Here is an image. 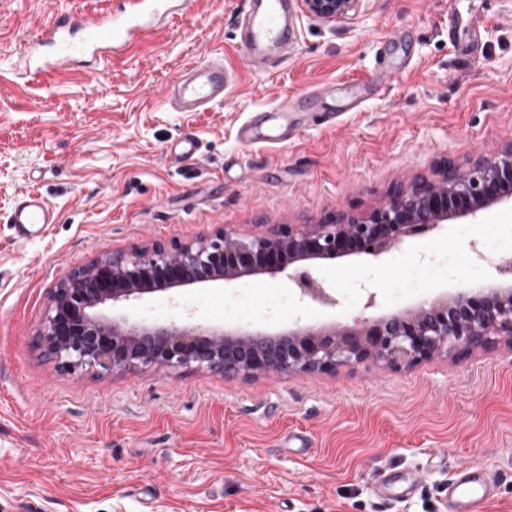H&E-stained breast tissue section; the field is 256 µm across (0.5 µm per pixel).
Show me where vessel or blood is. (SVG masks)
I'll use <instances>...</instances> for the list:
<instances>
[{"label": "vessel or blood", "mask_w": 512, "mask_h": 512, "mask_svg": "<svg viewBox=\"0 0 512 512\" xmlns=\"http://www.w3.org/2000/svg\"><path fill=\"white\" fill-rule=\"evenodd\" d=\"M288 0H253L243 19L246 31L241 38L249 64L258 70L279 57L294 40L289 22ZM158 12V0H116L113 8L95 18H86L80 0H72L55 21L39 27L23 48L21 73L28 80H38L69 70L88 60L89 79L102 76L94 65L103 54H119L132 42L150 35L154 27L150 16ZM82 31L81 43H73L74 31ZM235 73L223 57L213 56L193 65L171 80L163 99L173 112H203L223 104ZM8 221L19 238H26L30 228L57 223L58 214L42 195L24 194L12 209ZM497 495L495 472L480 464L453 469L448 475V512H473L476 503H492Z\"/></svg>", "instance_id": "1"}]
</instances>
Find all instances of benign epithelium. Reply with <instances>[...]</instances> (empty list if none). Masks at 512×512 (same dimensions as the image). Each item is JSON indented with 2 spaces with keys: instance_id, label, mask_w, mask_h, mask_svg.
I'll return each instance as SVG.
<instances>
[{
  "instance_id": "1",
  "label": "benign epithelium",
  "mask_w": 512,
  "mask_h": 512,
  "mask_svg": "<svg viewBox=\"0 0 512 512\" xmlns=\"http://www.w3.org/2000/svg\"><path fill=\"white\" fill-rule=\"evenodd\" d=\"M358 0H302L330 21ZM512 199V146L476 160L466 175L450 163L437 184L395 194L366 216L341 215L326 224H276L241 235L219 227L170 250L161 244L110 254L75 268L55 289L38 333L46 355L66 371L110 372L150 366L224 376L332 373L373 360L409 369L438 356L462 357L512 346V260L494 264L493 283L405 313L363 315L352 325L295 326L285 332H228L198 324L145 326L110 317L105 308L155 292L283 274L301 299L338 304L318 265L353 256L378 261L409 238L437 232L459 218Z\"/></svg>"
}]
</instances>
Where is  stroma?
I'll return each instance as SVG.
<instances>
[{
  "label": "stroma",
  "mask_w": 512,
  "mask_h": 512,
  "mask_svg": "<svg viewBox=\"0 0 512 512\" xmlns=\"http://www.w3.org/2000/svg\"><path fill=\"white\" fill-rule=\"evenodd\" d=\"M66 0H0V512H446L448 474L480 463L512 512V349L392 370L365 361L332 374L228 380L193 368L74 374L44 356L38 331L72 269L109 253L183 244L227 226L320 224L362 216L393 192L459 172L512 145V0H359L326 23L293 6L297 38L270 68H248V0H192L148 39L105 56L100 81L20 74L23 40ZM237 72L205 112H169L164 86L209 56ZM385 78L380 95L364 84ZM313 98L285 143L251 148L239 127L276 134L274 106ZM336 115L322 123L321 113ZM197 158L163 150L184 132ZM39 192L59 219L21 240L7 216ZM494 226L512 243V203L323 275L336 310L298 300L282 277L153 294L116 304L130 321L194 316L228 331L293 322L352 324L367 292L404 312L478 287L453 267ZM423 280L406 293L412 273ZM393 481L388 496L373 480ZM417 478L413 492L400 479Z\"/></svg>",
  "instance_id": "35a3bbf8"
}]
</instances>
